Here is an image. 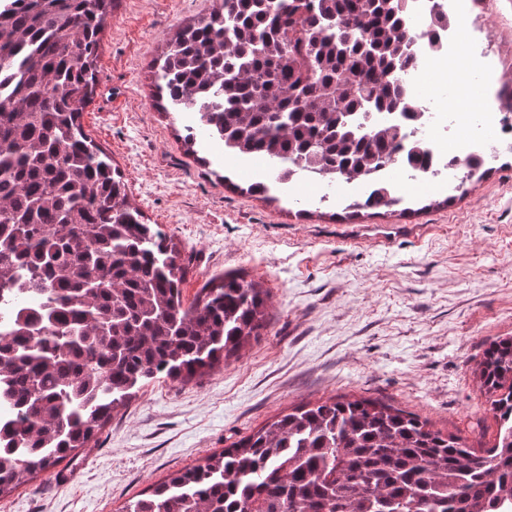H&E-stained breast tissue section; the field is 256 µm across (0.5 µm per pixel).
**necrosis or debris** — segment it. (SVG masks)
Wrapping results in <instances>:
<instances>
[{"instance_id":"1","label":"necrosis or debris","mask_w":512,"mask_h":512,"mask_svg":"<svg viewBox=\"0 0 512 512\" xmlns=\"http://www.w3.org/2000/svg\"><path fill=\"white\" fill-rule=\"evenodd\" d=\"M461 13V0H410L407 16L409 27L415 32L418 54L415 65L402 75L411 89V126L415 131L405 147L427 153L429 160L421 173L399 164L369 178L349 181L355 194L368 196L381 186L388 194L403 199L425 187L443 186L469 163L490 159L494 151L512 148V113L495 109L493 86H485L480 121L470 127L465 126L458 113L444 111L417 90L433 64L461 55L477 56L488 68L496 67L495 57L484 49V36L466 28Z\"/></svg>"}]
</instances>
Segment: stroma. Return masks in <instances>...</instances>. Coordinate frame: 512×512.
I'll use <instances>...</instances> for the list:
<instances>
[{
  "mask_svg": "<svg viewBox=\"0 0 512 512\" xmlns=\"http://www.w3.org/2000/svg\"><path fill=\"white\" fill-rule=\"evenodd\" d=\"M215 5L119 0L81 122L148 223L179 244L184 302L235 272L268 290V327L224 368L143 388L94 447L1 497L0 512H120L288 407L337 395L385 398L468 444L494 442L473 372L491 339L512 335V155L483 178L353 217L337 187L248 193L270 181V167L224 155L189 113L162 111L154 99L152 59L178 25ZM468 6L512 81V0ZM456 67L461 84L437 64L420 90L448 111L478 112L485 75L474 62Z\"/></svg>",
  "mask_w": 512,
  "mask_h": 512,
  "instance_id": "1",
  "label": "stroma"
}]
</instances>
